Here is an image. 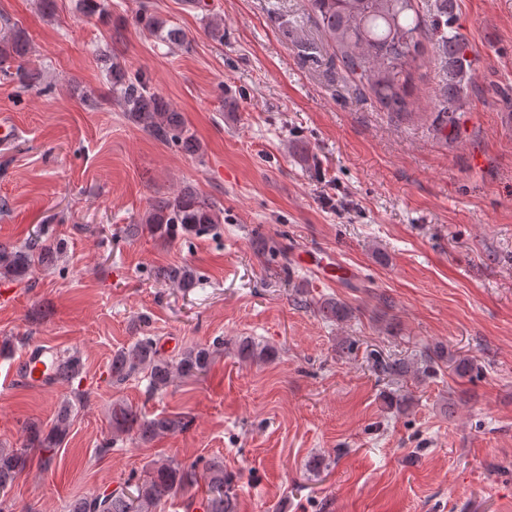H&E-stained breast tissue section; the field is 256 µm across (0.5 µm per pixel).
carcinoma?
Wrapping results in <instances>:
<instances>
[{"mask_svg": "<svg viewBox=\"0 0 512 512\" xmlns=\"http://www.w3.org/2000/svg\"><path fill=\"white\" fill-rule=\"evenodd\" d=\"M452 3L453 0H441L436 13L431 15L423 11L420 0H308L311 18L337 51L345 70L389 112L410 114L413 82L425 42H430L436 51L448 57V95L439 107L440 113L448 119L450 129L455 125L456 112L462 107L461 91L464 81L470 77L471 65L470 43L453 25ZM78 5L87 15L110 19L107 0H78ZM0 20L3 21L0 25V73L15 78L22 89L41 88L44 70L30 62L32 47L29 40L22 31L15 29L9 18ZM134 22L169 47H188L180 29L167 26L166 20L145 6L136 11ZM96 54L104 63L107 80L116 92L115 103L132 121L161 142L190 152L199 150L182 115L155 93L148 78L130 76L105 48L97 49ZM221 216L222 211L214 202L185 187L170 197L151 202L138 223L128 225L126 233L136 236L146 231L166 243L178 237L187 239L202 235L221 223ZM50 248L40 231L20 247L0 244V278L25 280L34 273L36 262ZM161 275L175 288H193L197 283L195 273L183 266L166 267ZM316 309L321 318L329 322L341 323L351 315L347 305L333 297L317 302ZM236 353L242 360L250 362H266L275 356L274 348L261 345L250 337L237 341ZM212 355L210 348L194 346L175 357H167L151 337L142 336L113 354L109 369L111 383L121 385L144 373L149 379L150 391H163L179 377L205 374ZM445 357L455 364V371L461 377L477 370L471 360L452 354L447 356L442 349L424 351L420 365L416 367L401 359L380 355L373 358L372 367L377 374L386 377L410 374L424 377ZM62 358L60 379L70 382L81 373L80 358L74 353L64 354ZM73 411L70 401L62 402L49 429L44 430L36 424L27 427L25 448H0L1 491L6 490L26 467L28 451L37 452L44 463H50L69 432ZM185 427L186 423L179 416L155 417L141 422L131 410L118 406L112 409V440L105 442L100 451H110L112 442L123 436L150 441ZM205 479V497L199 502L202 512H237V493L232 476L224 473V462L208 463ZM195 482L194 466L172 458L135 484L134 493L129 495L120 488L100 497L83 496L68 505V512H156L165 497L177 491H187Z\"/></svg>", "mask_w": 512, "mask_h": 512, "instance_id": "1", "label": "carcinoma"}]
</instances>
